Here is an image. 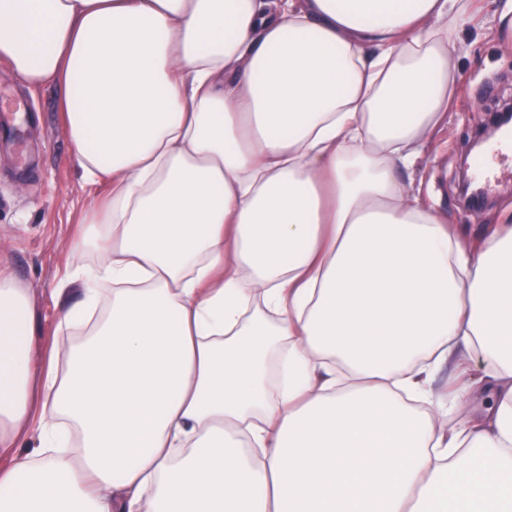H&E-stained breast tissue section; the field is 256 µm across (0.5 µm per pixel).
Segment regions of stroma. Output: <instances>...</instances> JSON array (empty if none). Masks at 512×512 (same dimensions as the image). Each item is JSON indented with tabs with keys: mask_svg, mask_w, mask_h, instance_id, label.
Returning a JSON list of instances; mask_svg holds the SVG:
<instances>
[{
	"mask_svg": "<svg viewBox=\"0 0 512 512\" xmlns=\"http://www.w3.org/2000/svg\"><path fill=\"white\" fill-rule=\"evenodd\" d=\"M512 0H483L481 21L459 28L466 48L447 118L420 159L401 173L409 194L448 215L468 236H482L512 217V179L503 180L482 208L458 196L463 160L490 112L512 104ZM75 164L58 113V90L48 84L31 91L0 61V259L30 289L40 320L55 322L60 310L79 299L64 292L67 243L94 197Z\"/></svg>",
	"mask_w": 512,
	"mask_h": 512,
	"instance_id": "35a3bbf8",
	"label": "stroma"
}]
</instances>
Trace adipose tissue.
Here are the masks:
<instances>
[{
	"label": "adipose tissue",
	"mask_w": 512,
	"mask_h": 512,
	"mask_svg": "<svg viewBox=\"0 0 512 512\" xmlns=\"http://www.w3.org/2000/svg\"><path fill=\"white\" fill-rule=\"evenodd\" d=\"M477 12L0 0V60L108 186L65 359L0 263V512H512V225L466 239L399 176Z\"/></svg>",
	"instance_id": "obj_1"
}]
</instances>
